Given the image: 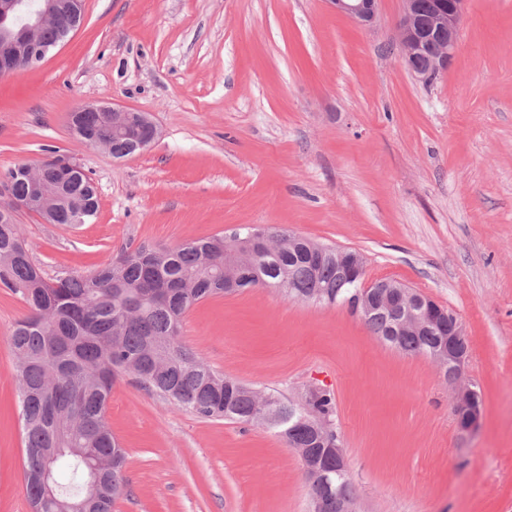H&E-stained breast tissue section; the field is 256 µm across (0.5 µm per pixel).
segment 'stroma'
Segmentation results:
<instances>
[{"instance_id": "stroma-1", "label": "stroma", "mask_w": 512, "mask_h": 512, "mask_svg": "<svg viewBox=\"0 0 512 512\" xmlns=\"http://www.w3.org/2000/svg\"><path fill=\"white\" fill-rule=\"evenodd\" d=\"M401 0L365 30L327 0H84L31 69L0 75V175L59 154L99 210L76 227L16 220L51 278L123 248L276 225L367 258L462 321L479 428L457 431L435 364L373 336L346 306L257 288L195 305L182 339L214 370L299 401L331 390L358 512H512V0H466L446 74L413 77L394 43ZM148 114L159 135L118 162L70 115ZM24 302L0 288V512H29L8 336ZM107 416L127 450L114 512H309L274 431L205 420L124 377Z\"/></svg>"}]
</instances>
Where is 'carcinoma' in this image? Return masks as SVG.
Returning <instances> with one entry per match:
<instances>
[{
	"label": "carcinoma",
	"instance_id": "obj_1",
	"mask_svg": "<svg viewBox=\"0 0 512 512\" xmlns=\"http://www.w3.org/2000/svg\"><path fill=\"white\" fill-rule=\"evenodd\" d=\"M77 135L90 133L120 156L126 141L112 136L109 118L72 113ZM40 207L53 223L85 224L97 215L91 178L82 168L57 183L56 159L43 162ZM18 199L33 194L19 165L0 177ZM267 239L279 246L267 257L247 232L228 239L217 234L176 247L142 244L122 250L88 274L64 273L47 279L30 260L14 215L0 211V286L20 295L26 313L15 323L9 342L14 355L23 432L25 482L32 512H112L125 494V451L107 421L112 385L130 376L145 390L206 419H230L273 428L290 448H309L322 461L316 428L299 423L306 414L335 419L328 389L301 403L268 394L278 411L274 423L257 416L252 388L219 374L180 339L182 321L196 304L226 293L279 288L291 300L334 304L352 290L336 260V249L321 256L305 252L308 239L269 225ZM395 317L376 303L364 324L384 343L408 356L437 348L444 329L422 335L403 330L389 335Z\"/></svg>",
	"mask_w": 512,
	"mask_h": 512
}]
</instances>
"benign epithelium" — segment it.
Wrapping results in <instances>:
<instances>
[{"label": "benign epithelium", "instance_id": "benign-epithelium-1", "mask_svg": "<svg viewBox=\"0 0 512 512\" xmlns=\"http://www.w3.org/2000/svg\"><path fill=\"white\" fill-rule=\"evenodd\" d=\"M335 11L364 28L376 21L378 0H328ZM403 8L396 25V40L401 57L409 72L421 81L428 82L444 74L452 63L457 49L463 5L465 0H402ZM62 0H42L40 9L31 11L25 0H0V25L13 21L19 25L18 32L9 29L0 34V74L19 69L32 68L45 59L52 50L42 46L37 31L56 18L64 10ZM437 43V50L428 58V66H415V59L424 54L430 43ZM80 112L112 113V131L124 135L130 143L129 155L147 150L157 135V127L145 113L117 105L85 104ZM336 259L365 273L366 257L350 248H336ZM383 287L378 280L359 278L355 294L346 305L362 317L375 297L377 289ZM411 303L398 313L394 330L406 327H425L433 318L448 316V343L431 354L438 370L449 374L448 386L453 393V414L458 430L462 433L475 431L481 424L482 404L476 391L467 380L466 367L469 346L465 328L451 311L446 310L430 297L412 288L407 291ZM336 466L332 470L315 471V479L325 488L327 498H311L312 512H324L327 502H336V512H354L353 502L345 495L343 474L346 469L345 448L341 439L330 445Z\"/></svg>", "mask_w": 512, "mask_h": 512}]
</instances>
